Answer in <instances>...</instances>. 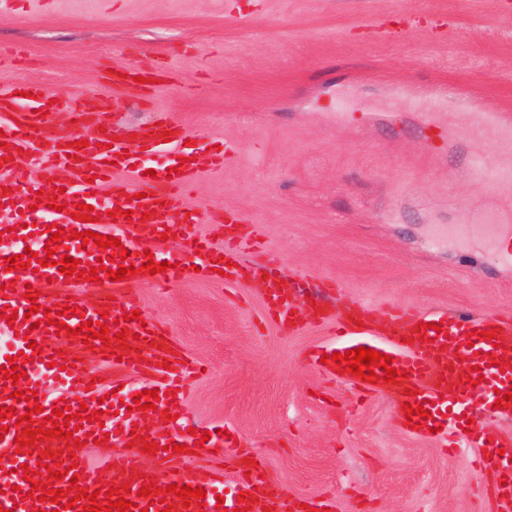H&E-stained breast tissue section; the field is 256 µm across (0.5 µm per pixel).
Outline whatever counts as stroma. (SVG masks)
<instances>
[{
    "mask_svg": "<svg viewBox=\"0 0 512 512\" xmlns=\"http://www.w3.org/2000/svg\"><path fill=\"white\" fill-rule=\"evenodd\" d=\"M448 11L447 43L423 36L371 43L361 27L381 12ZM238 0H32L0 4V47H23L27 64L0 68V92L37 81L64 98L91 91L105 70L135 65L166 74L128 117L180 122L199 153L234 144L224 169L202 166L185 199L214 214L234 208L260 225L278 256L274 276L303 300L339 305L325 282L375 307L387 303L454 314L512 311V275L477 244L438 246L432 218H465L480 186L463 164L426 155L396 116L374 138L331 128L337 85L353 84L362 112H390L389 88L433 79L429 59H448L450 81L489 104L512 99V42L494 0H267L250 21ZM142 312L208 373L182 404L189 422L233 429L235 447L266 463L296 497L324 498L334 512H487L490 476L469 450L446 451L406 432L392 403L330 380L306 356L326 329L256 333L262 290L237 293L186 277L167 293L140 287Z\"/></svg>",
    "mask_w": 512,
    "mask_h": 512,
    "instance_id": "35a3bbf8",
    "label": "stroma"
}]
</instances>
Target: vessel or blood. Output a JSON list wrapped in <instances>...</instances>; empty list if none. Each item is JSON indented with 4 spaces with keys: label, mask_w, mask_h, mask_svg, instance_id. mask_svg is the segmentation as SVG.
<instances>
[{
    "label": "vessel or blood",
    "mask_w": 512,
    "mask_h": 512,
    "mask_svg": "<svg viewBox=\"0 0 512 512\" xmlns=\"http://www.w3.org/2000/svg\"><path fill=\"white\" fill-rule=\"evenodd\" d=\"M454 22L443 13L402 12L378 16L364 23L365 32L382 41L401 40L415 32L424 33L429 39H446ZM153 72L142 71L136 66L126 67L123 75L111 74L109 85L127 90L133 100H141L152 90ZM22 95L0 93V115L4 123L0 131L5 134V147L0 148V286L4 287L6 303L17 311L15 322L0 317V335L5 342L0 345V366L7 358L25 354L23 369L26 378L16 387L0 384V407H14L15 412L5 421L7 430L0 434V507L6 512H28L27 498L32 485L25 481L20 471L22 464L36 465L39 454L58 453L62 465H76L81 490L94 493L100 487H113L129 483L128 501L145 512H216L224 507L232 512L238 505V496L249 493L264 507L275 512H304L305 507L322 508L319 499L301 503L288 494L282 486L265 477L263 465H248L246 472L237 473L234 484H227L223 476H211L190 467V455L173 452L176 444L193 445L195 438L187 430L175 428L167 421L165 409L170 408L173 390L185 389L188 382L203 372V363L176 353L174 346L160 342V327L154 321L131 320L119 325L124 314L139 309L137 288L145 283L163 287L182 280L186 272L170 267L155 275L145 272L147 262L144 252L152 250L155 262L173 259L172 254L159 255L161 233L175 235L183 255L197 257L200 278L220 281L224 287L235 290L253 283H261L263 294V321H276L282 335L288 336L306 325L328 326L332 329L330 344L317 347L307 356L309 364L320 373L335 375V362H323V355L346 353L359 347L389 355L398 370H408V378L398 382L377 385L352 377V384L371 394H385L392 398L395 408L403 404L426 406L430 412L423 426L417 427L420 435H435L441 447L476 449L475 464L480 471H490L496 477L489 494L492 512H512V436H488L479 424L468 423L466 414L472 400L487 388L500 392L512 391V312L493 316L474 314L448 315L444 311H427L414 306H387L381 309L357 300L343 303L340 310L322 308L315 310L291 288L277 285L275 278H264L263 271L275 264L274 256L254 263L241 262L244 250L262 249L261 231L249 237L238 234L240 225L248 223V216L241 211L224 213V249L216 251L211 242L200 236L196 227L209 222L211 212L202 208L186 211L184 190L199 172L198 162L190 158L184 128L169 120L154 121L135 127L119 119L109 118L112 110H120L123 101L116 98L106 101L103 96L91 94L70 101L55 98L52 91L36 82L23 84ZM395 99L406 100L418 106L414 119L421 132L425 150L443 157H451L459 142L470 148L469 178L485 190L484 197L475 205L470 217L463 222L450 224L440 220L434 223L432 235L436 241L448 239L480 238L495 246V262L512 272V100L496 106H487L475 91L462 90L449 83L446 74H438L428 83L405 82L392 87ZM69 112L76 126L91 129L87 147L81 148L78 158H70L69 144L73 142L72 128L56 123L55 113ZM36 144L38 175L27 184L19 186L10 180L22 161L21 148ZM148 157L166 156L165 165L157 167L155 175H146L144 169L134 167L136 154ZM132 170V182L115 180L116 172ZM76 175L75 183L67 184L64 194L58 195L63 210L51 209L46 190L49 181L63 173ZM93 206L100 218L88 224L74 220L76 204ZM26 211L29 227H15L13 216ZM116 211V218H109V211ZM64 228L71 233L69 254L81 262L82 269L96 266L98 259H106L107 267L118 270L122 260H130L137 269L135 275L120 281L81 282L80 290L71 296L59 293L44 295L41 292L48 281L66 283L67 278L58 267L41 266L38 259H31L28 268L9 271L5 260L23 254L29 242L45 245L50 237L49 226ZM90 230L96 233L111 232L127 249V257H109L97 244H81L74 239V232ZM38 289L36 302L24 299L22 284ZM121 290L122 299H115L114 290ZM69 303L74 314L68 318L71 328H78L82 321L93 324L107 323L110 333L120 330L136 333L138 354L115 347L112 356H105L102 341H95L93 354L109 364H122L143 377V387L159 390L153 422H146L145 414L132 410L135 396L132 388L116 391L113 378L92 382L86 371L85 361L76 359L72 350L63 346L64 336L46 331V308ZM38 306V313H31V306ZM427 323L425 332H418L419 323ZM495 331V341L482 339L485 331ZM477 333V340H468V333ZM505 358L511 367L500 370L490 363L491 357ZM56 360V367H49V360ZM479 367L480 384L469 386L459 382L463 370ZM103 395L102 405L106 415L102 422H86L76 431L79 440L107 439L113 452L107 458V467L94 468L88 463L84 449H76L74 456L63 453L64 441L45 438L35 442L28 451L19 450L16 439L22 429L16 424L18 417L31 414L34 424L52 417L54 410L71 408L79 412L87 388ZM36 391L40 412H32L27 401H15L13 389ZM148 435L159 445L154 458L156 467H146L141 446L131 445L133 434ZM156 485H192L205 489L204 506H183L173 494H152L146 497L140 490L145 480ZM224 494V504H217V494Z\"/></svg>",
    "instance_id": "vessel-or-blood-1"
}]
</instances>
